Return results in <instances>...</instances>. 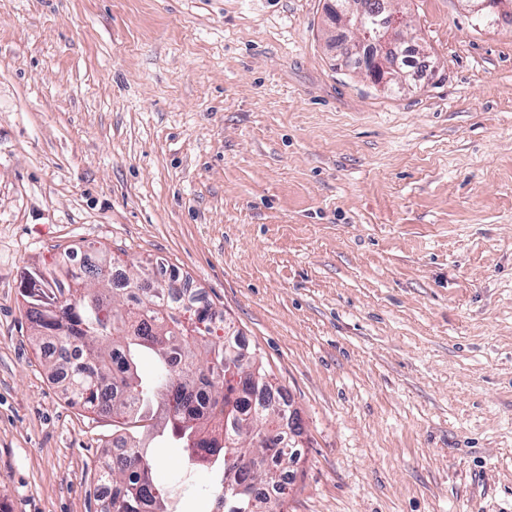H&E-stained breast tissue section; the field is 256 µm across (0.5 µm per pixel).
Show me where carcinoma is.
Wrapping results in <instances>:
<instances>
[{"instance_id": "cac0c4a2", "label": "carcinoma", "mask_w": 512, "mask_h": 512, "mask_svg": "<svg viewBox=\"0 0 512 512\" xmlns=\"http://www.w3.org/2000/svg\"><path fill=\"white\" fill-rule=\"evenodd\" d=\"M87 265L60 272L35 271L23 298L33 341L68 402L100 416L124 419L113 442L133 448L103 462L99 483L112 488V512H167L168 486L152 475L144 437L154 433L156 409L166 422L159 436L177 441L190 469L235 472V483L275 489L288 483L299 459L288 431V401L273 413L281 389L264 367L247 362L239 336L211 337L209 324L223 314L188 289L155 283L146 273L127 279L122 294L111 288V261L94 253ZM151 375L138 369L143 352ZM243 455L261 457L259 469L228 457L223 438ZM224 512H281L280 499L222 494Z\"/></svg>"}]
</instances>
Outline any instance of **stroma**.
<instances>
[{
    "instance_id": "stroma-1",
    "label": "stroma",
    "mask_w": 512,
    "mask_h": 512,
    "mask_svg": "<svg viewBox=\"0 0 512 512\" xmlns=\"http://www.w3.org/2000/svg\"><path fill=\"white\" fill-rule=\"evenodd\" d=\"M426 77L326 42L335 0H0V503L106 512L112 420L29 340L92 247L200 291L296 411L283 512H512V17L392 0ZM195 470L177 512H213Z\"/></svg>"
}]
</instances>
